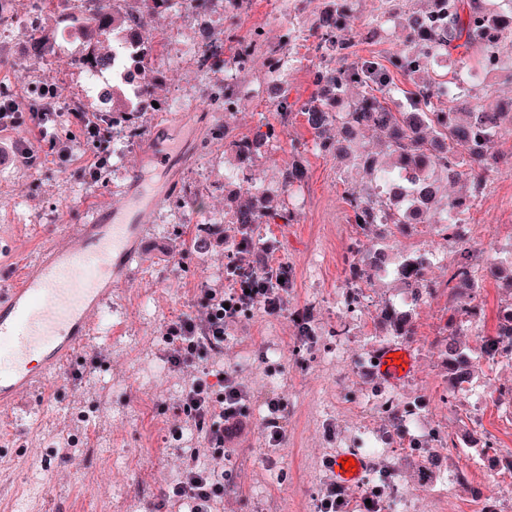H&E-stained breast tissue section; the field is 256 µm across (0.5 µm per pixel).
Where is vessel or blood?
Here are the masks:
<instances>
[{
  "label": "vessel or blood",
  "instance_id": "obj_1",
  "mask_svg": "<svg viewBox=\"0 0 512 512\" xmlns=\"http://www.w3.org/2000/svg\"><path fill=\"white\" fill-rule=\"evenodd\" d=\"M145 164L165 171L173 166V142L152 137L144 147ZM155 187L134 179L120 202L95 204L92 219L77 225L64 244L43 250L23 263L10 288L0 291V406L19 402L49 373L59 371L87 341L93 316L111 301L115 288L133 274L144 237L145 215L160 204ZM379 376L398 384L410 376L414 354L409 346L391 344L373 361ZM351 469L339 458L329 467L338 484L360 483L367 468L355 456Z\"/></svg>",
  "mask_w": 512,
  "mask_h": 512
}]
</instances>
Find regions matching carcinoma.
I'll list each match as a JSON object with an SVG mask.
<instances>
[{"instance_id": "1", "label": "carcinoma", "mask_w": 512, "mask_h": 512, "mask_svg": "<svg viewBox=\"0 0 512 512\" xmlns=\"http://www.w3.org/2000/svg\"><path fill=\"white\" fill-rule=\"evenodd\" d=\"M195 8L204 7L205 0H136L137 17H129L116 9V0H100L96 13L84 18H72L84 39L87 54L84 63L102 65L112 59V37L120 32L139 46L137 57L143 79V92L155 93L159 76L156 58L161 53L166 36L148 37L142 42L140 24L145 16L171 11L179 2ZM342 8L324 12L316 27L317 47L321 62L313 71L314 90L303 104L310 128L313 146L325 154H343L352 158L357 167L372 174L368 183L354 184L346 191L354 224L366 231L384 217L383 223L395 226L404 233L417 227L413 216L415 204H422L429 213L430 223L440 228L442 235L454 230L460 215L468 211L473 201L471 194L460 193L443 208L436 206L440 179L471 181L485 176L486 154L489 146L512 133V98L501 99L479 96L469 85L448 98V108L441 107L445 96L441 88L459 79L460 69L474 75V69L490 56H501L504 42L512 44V0H423L408 7L402 17L404 48L392 54L391 67L412 81L413 89L405 91L395 84L389 72L379 68L369 58L355 51V39L342 37L338 18ZM293 31L275 43L254 38L255 50L278 53L289 64ZM237 42L224 38L217 43L207 42L200 55L208 69L218 71L234 58ZM446 61L451 73H441L428 81L416 77L431 63ZM462 64L458 69L455 64ZM266 83L277 90L276 111L281 121L276 125L266 122L250 136L232 138L231 131L220 129L215 135L230 140L234 169L253 166L263 149L251 144L267 139L278 142L287 135L288 116L292 103L288 101V87L281 80V70L267 72ZM361 88L364 94L350 100L349 92ZM141 113L130 111L129 102L112 100V124L134 125ZM365 130L378 132L393 162L388 167L377 165L375 157L360 139ZM306 179V171L299 164H291L275 185H267L253 192L236 181L225 188L226 211L236 215L234 222L224 225V274L242 288L262 289V303L272 304L288 295L292 287V270L286 263L269 265L263 240L257 237L260 224H295L301 208L297 192ZM347 280L357 284L384 270L373 260V253L362 252L360 241L349 247ZM472 253L463 248L457 269L448 277L449 316L442 336L433 342L441 364L447 373L448 397L456 398L455 390L471 382L474 358L458 342L465 328L481 321L482 310L476 302V279ZM506 274L512 288V251L490 268V274ZM393 275L407 288L409 304L415 306L426 295L437 292L436 285L427 279L423 256L405 257L393 268ZM382 322L388 334L406 337L413 335L412 309H398L387 305L382 309ZM512 332V302L498 313L494 334L484 337L480 357L487 360L512 358V352L503 340ZM423 409L416 398L410 402L394 403L387 410L394 428L414 410ZM469 447L492 468L512 472V453L504 456L490 442L474 441Z\"/></svg>"}]
</instances>
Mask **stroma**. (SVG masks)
<instances>
[{
  "mask_svg": "<svg viewBox=\"0 0 512 512\" xmlns=\"http://www.w3.org/2000/svg\"><path fill=\"white\" fill-rule=\"evenodd\" d=\"M287 2L303 36L292 50L294 62L285 80L291 98L304 100L312 91L310 73L317 61L308 36L332 0ZM54 32L65 58L47 62L27 42L10 45L5 54L28 71L51 73L65 93L80 91L82 80L68 58L79 52L81 41L64 25ZM175 84L194 94L180 170L172 181L159 172L146 174L166 194L148 217L151 230L142 241L134 276L113 295L111 309L95 316L93 336L65 366L61 380L42 385L12 410H0V512H175L165 492L181 479L197 442L188 435L171 440L169 431L186 423L178 412L181 394L201 366L169 365L166 331L172 319L197 314L201 288L216 284L224 270V244L211 225L194 224L192 234L209 238L210 247L200 253L180 246L163 215L187 185L201 190V212L223 213L228 152L223 140L213 138L214 129L226 125L234 134L248 135L276 118L274 107L258 97L238 116L225 118L213 111L206 86L189 69H165L158 94ZM78 141L69 123L53 140L40 138L31 125L0 127V287L15 277L18 259L62 244L72 226L85 223L94 204L115 200L131 182L136 151L127 152L122 168L106 181L91 182L87 167L103 152L80 150ZM27 148L37 160L32 171L23 163ZM491 154L488 176L477 187V202L463 225L480 266L490 248L512 249V135L496 143ZM294 162L307 171L300 220L262 227L265 238L278 246L277 258L294 273L287 311L273 316L257 309L229 323L219 359L243 391L240 427L225 442L230 453L223 462L224 512H317L322 492L334 482L327 459L356 447L364 435L382 437L389 426L378 406L361 402L376 379L372 365L361 359L392 344L378 315L385 305L404 306L407 293L393 277L379 273L362 285L368 305L361 319L339 311L349 245L358 239L368 248L388 246L397 258L433 249L448 252L442 236L427 224L394 238L362 235L344 200L361 173L348 161L315 150L299 114L283 143L258 159L253 172L258 183L268 185ZM448 270L441 263L428 272L438 291L414 310L415 336L409 345L416 367L395 391L402 400L424 397L421 426L446 432L454 444L433 447L439 458L433 475L398 438L374 451L369 464L381 477L398 471L415 497L416 512H479L481 503L471 495L475 489L498 490V512H512V497L505 493L512 487V472L489 469L478 456L465 453L468 439L482 436L512 451V402L498 394L499 387L512 384V359L479 361L469 390L454 404L443 402L448 382L430 344L448 318ZM302 311L315 329L308 341L297 336ZM342 325L346 335H336ZM274 401L285 406L287 433L277 445L265 430ZM456 469L466 471L471 491L449 494L443 478ZM107 473L112 476L108 486L101 482Z\"/></svg>",
  "mask_w": 512,
  "mask_h": 512,
  "instance_id": "1",
  "label": "stroma"
}]
</instances>
